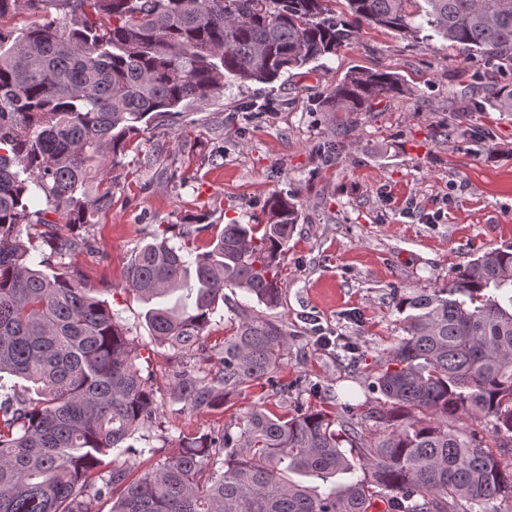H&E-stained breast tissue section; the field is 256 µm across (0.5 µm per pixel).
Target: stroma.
I'll use <instances>...</instances> for the list:
<instances>
[{
  "mask_svg": "<svg viewBox=\"0 0 512 512\" xmlns=\"http://www.w3.org/2000/svg\"><path fill=\"white\" fill-rule=\"evenodd\" d=\"M355 69L395 73L410 92L361 113L346 135L318 98ZM488 70L481 56L464 57L438 35L366 25L324 64L231 87L131 141L108 171L112 201L92 220L91 249L54 266L107 301L154 379L155 454L127 457L132 476L175 456L180 439L237 424L258 404L332 415L346 402L358 414L377 406L369 377L404 335L394 291L443 287L475 256L512 241V112L463 105L487 84ZM275 193L301 213L280 265L282 302L267 312L288 333L278 385L230 396L217 410H189L168 380L186 366L207 373L239 319L222 305L200 351L156 346L127 268L157 237L203 247L209 235L190 239L187 229L264 223ZM341 337L360 363L337 357Z\"/></svg>",
  "mask_w": 512,
  "mask_h": 512,
  "instance_id": "stroma-1",
  "label": "stroma"
}]
</instances>
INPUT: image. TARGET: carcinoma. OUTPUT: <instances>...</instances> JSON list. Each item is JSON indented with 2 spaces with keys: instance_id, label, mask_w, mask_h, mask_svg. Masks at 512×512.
Returning <instances> with one entry per match:
<instances>
[{
  "instance_id": "1",
  "label": "carcinoma",
  "mask_w": 512,
  "mask_h": 512,
  "mask_svg": "<svg viewBox=\"0 0 512 512\" xmlns=\"http://www.w3.org/2000/svg\"><path fill=\"white\" fill-rule=\"evenodd\" d=\"M326 2L0 0V512H95L104 498L111 512H372L378 501L388 512H495L493 501L512 496V466L493 451L512 447V242L446 287L394 295L406 336L369 383L383 403L360 417L254 406L238 430L182 440L178 455L134 479L119 458L155 453L130 439L150 441L139 431L158 410L137 347L105 301L44 271L50 258L30 259L25 228L42 227L55 257L90 247L78 230L112 195L101 167L155 117H180L234 85L271 84L339 53L364 24L405 35L426 26L490 70L512 71V0H347L345 20ZM21 5L34 21L5 27ZM408 92L391 72L354 70L319 107L345 113L351 129L358 113ZM483 92V103L512 112V83ZM37 190L46 207L32 211ZM266 217L224 225L203 252L156 238L129 264L156 344L194 349L221 303L240 319L205 376L184 368L169 382L192 410L275 385L287 333L238 293L280 304L300 213L274 194ZM57 224L75 234L53 240ZM178 291L174 305L155 303ZM368 420L382 427L369 440L358 430Z\"/></svg>"
}]
</instances>
